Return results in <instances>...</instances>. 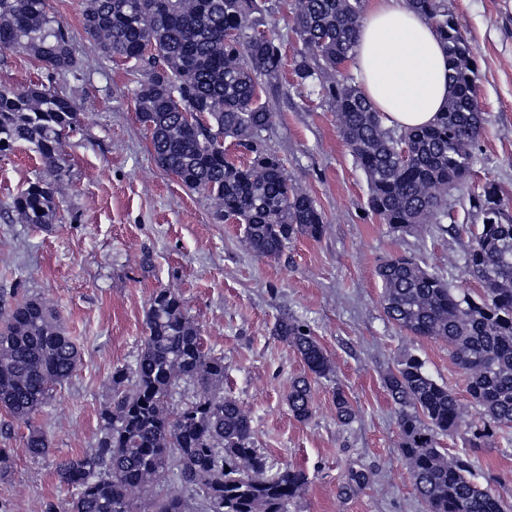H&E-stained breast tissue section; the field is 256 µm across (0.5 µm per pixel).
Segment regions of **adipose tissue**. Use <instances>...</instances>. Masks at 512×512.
Listing matches in <instances>:
<instances>
[{
	"instance_id": "ef3b65f1",
	"label": "adipose tissue",
	"mask_w": 512,
	"mask_h": 512,
	"mask_svg": "<svg viewBox=\"0 0 512 512\" xmlns=\"http://www.w3.org/2000/svg\"><path fill=\"white\" fill-rule=\"evenodd\" d=\"M355 71L367 98L390 125L430 124L450 88L442 44L404 0H374L360 24Z\"/></svg>"
}]
</instances>
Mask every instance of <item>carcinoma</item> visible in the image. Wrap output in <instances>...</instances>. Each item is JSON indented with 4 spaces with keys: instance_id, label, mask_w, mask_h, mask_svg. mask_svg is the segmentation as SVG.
<instances>
[{
    "instance_id": "obj_1",
    "label": "carcinoma",
    "mask_w": 512,
    "mask_h": 512,
    "mask_svg": "<svg viewBox=\"0 0 512 512\" xmlns=\"http://www.w3.org/2000/svg\"><path fill=\"white\" fill-rule=\"evenodd\" d=\"M427 19L448 56V105L425 126L398 133L382 126L360 84L347 73L364 0H295L292 30L302 44L295 60L297 89L321 72L335 74L325 92L338 127L366 176L371 212L398 233L448 219L447 198L471 175L472 153L484 117L476 104L473 50L447 0H408ZM266 0H92L83 29L108 60L120 58L140 76L135 93L140 121L151 131L159 166L191 190L215 201V218L244 225L249 248L277 257L299 236L318 239L322 212L289 182L262 133L272 112L260 102L261 80L278 74L280 47L259 30L269 27ZM252 29L256 35L247 36ZM20 49L56 74L78 67L67 35L46 0H0V50ZM201 112L206 124L187 121ZM81 113L63 91L37 80L25 88L0 86V152L27 143L60 176L66 162L63 135ZM255 154L249 165L224 153V139ZM483 216L462 257L463 273L481 287L477 296L453 287L416 259L392 256L378 266L380 305L389 322L414 337L441 341L467 376L470 404L408 354L384 377L398 407L399 448L427 512H508L481 486L467 457L450 456L440 439L470 434L468 446L512 427V218L496 184L471 195ZM26 224L49 228L58 219L55 186L37 180L11 204ZM275 335L300 355L308 374L295 379L288 406L299 421L313 412L311 378L331 371L315 336L293 318ZM79 350L54 306L30 297L13 305L0 323V409L28 421L69 379ZM194 400L172 414L168 404L180 384ZM336 417L354 411L336 389ZM99 437L80 456L61 461L56 474L72 492L67 512H286L304 491L306 475L284 467L269 473L253 447L249 415L224 396V357L204 350L179 295L160 289L146 316V336L134 365L112 373V404L99 413ZM45 433L30 429L25 452L48 454ZM192 490L191 500L182 490Z\"/></svg>"
}]
</instances>
